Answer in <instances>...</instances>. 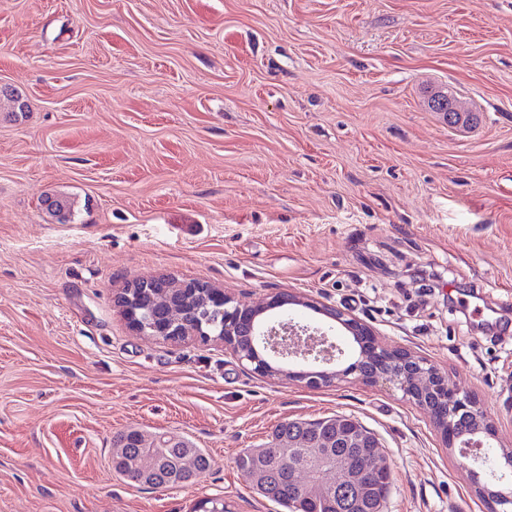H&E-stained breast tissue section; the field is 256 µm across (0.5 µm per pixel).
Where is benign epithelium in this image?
Masks as SVG:
<instances>
[{"mask_svg": "<svg viewBox=\"0 0 512 512\" xmlns=\"http://www.w3.org/2000/svg\"><path fill=\"white\" fill-rule=\"evenodd\" d=\"M137 284V288L132 283L122 288L115 294L114 301L129 327L139 335L166 342H181L188 339L203 344L219 342L238 361L252 365L254 373L263 377L299 378L309 387H320L323 382L314 376L307 378L302 372L288 370V361L299 356H313L316 360L329 364L335 359V350L338 346L331 342L325 333L311 331L305 327L299 329L292 324L286 325L279 319V314L288 311V306L302 303V300L292 295L276 294L255 304H241L224 292V289L211 284L205 286L201 280L174 283L168 276L160 275L139 280ZM164 292L169 293L170 298L182 309L190 308L194 300L203 298L224 316L221 333L216 336H203L184 321L161 322L145 314H137V311L143 309V297ZM327 314L352 336H374L372 329L356 317H349L335 309L327 310ZM243 317L250 320L248 336L249 346L255 352L253 357L245 353L238 341V321ZM395 354L399 356L397 366L371 376L361 374L359 378L371 385L390 384L402 392L412 386L421 391L434 386L442 389L448 397V404L444 409L430 406L423 398L414 397L412 401L430 414L446 446H457L461 458L468 462L479 461L489 467V480L482 478L479 471L472 470L475 491L479 496L504 507L502 512H508L506 506H512V481L505 488L500 487V484L505 479L512 478V450L503 448L501 453L494 456L484 451L487 440L495 437L494 426L487 412L470 394L454 388L448 378L433 366L429 367L422 377L410 378L407 364L414 362L424 365L426 361L408 351L397 350ZM452 408L467 412L473 420L470 428L463 430L462 435L458 437L448 433V410ZM340 444L344 448H367L375 456H381L377 438L366 432L357 430L348 437L342 436ZM303 473L308 484L320 480L323 476L329 480L335 479L336 486L349 493L347 506L352 512L369 510L365 490L360 481L361 475L355 467L353 456H318L314 459L313 468L305 469Z\"/></svg>", "mask_w": 512, "mask_h": 512, "instance_id": "1", "label": "benign epithelium"}]
</instances>
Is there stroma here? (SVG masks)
<instances>
[{"instance_id": "1", "label": "stroma", "mask_w": 512, "mask_h": 512, "mask_svg": "<svg viewBox=\"0 0 512 512\" xmlns=\"http://www.w3.org/2000/svg\"><path fill=\"white\" fill-rule=\"evenodd\" d=\"M441 87L472 125L428 109ZM0 89V512H281L237 455L334 414L388 455L385 512H488L400 391L266 378L220 344L136 334L113 296L159 275L288 293L289 320L348 354L313 308L341 310L512 448V0H0ZM129 427L212 467L129 485L111 463Z\"/></svg>"}]
</instances>
